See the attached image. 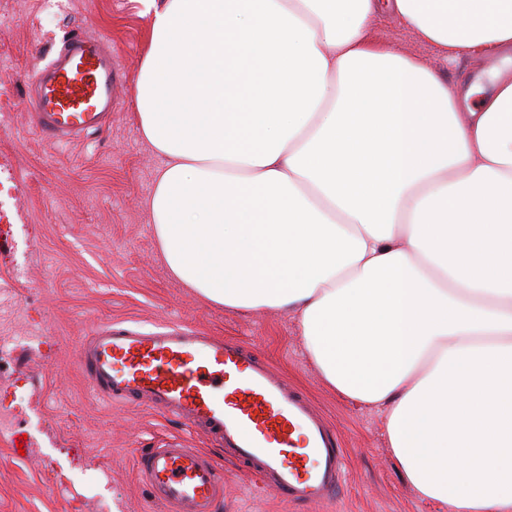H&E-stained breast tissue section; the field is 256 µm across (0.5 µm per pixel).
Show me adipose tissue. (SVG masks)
Returning <instances> with one entry per match:
<instances>
[{
  "mask_svg": "<svg viewBox=\"0 0 512 512\" xmlns=\"http://www.w3.org/2000/svg\"><path fill=\"white\" fill-rule=\"evenodd\" d=\"M148 213L209 303L291 314L416 494L512 512V0H140ZM388 13L455 84L376 42ZM375 37L387 45L424 58L448 77L449 82L471 81L480 69H491L498 65V60H489L476 66L467 60L445 65L438 60L434 52L419 42L411 33L400 27L397 20L383 16L374 21Z\"/></svg>",
  "mask_w": 512,
  "mask_h": 512,
  "instance_id": "adipose-tissue-1",
  "label": "adipose tissue"
}]
</instances>
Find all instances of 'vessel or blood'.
I'll return each mask as SVG.
<instances>
[{
	"instance_id": "1",
	"label": "vessel or blood",
	"mask_w": 512,
	"mask_h": 512,
	"mask_svg": "<svg viewBox=\"0 0 512 512\" xmlns=\"http://www.w3.org/2000/svg\"><path fill=\"white\" fill-rule=\"evenodd\" d=\"M119 72L104 42L73 33L41 71L32 108L53 139L99 129ZM91 390L138 401L214 437L244 474L291 504L333 501L343 478L341 440L313 401L240 341L187 327L98 326L78 354ZM137 472L164 512H216L224 479L210 454L167 443Z\"/></svg>"
}]
</instances>
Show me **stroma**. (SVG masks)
I'll return each instance as SVG.
<instances>
[{
  "mask_svg": "<svg viewBox=\"0 0 512 512\" xmlns=\"http://www.w3.org/2000/svg\"><path fill=\"white\" fill-rule=\"evenodd\" d=\"M375 37L436 62L383 16ZM75 30L103 34L125 72L106 128L54 142L36 128L29 84ZM140 0H0V315L24 340L0 356V512H161L136 477L142 449L201 433L138 404L93 394L77 354L93 326L184 324L233 336L300 387L340 433L347 455L337 503L290 506L222 459L219 512H448L398 472L382 413L331 390L293 316L210 305L173 279L159 255L148 202L162 159L142 138L135 87L149 39Z\"/></svg>",
  "mask_w": 512,
  "mask_h": 512,
  "instance_id": "35a3bbf8",
  "label": "stroma"
}]
</instances>
